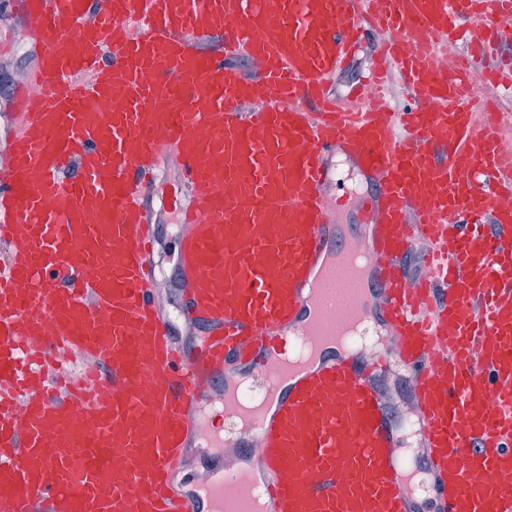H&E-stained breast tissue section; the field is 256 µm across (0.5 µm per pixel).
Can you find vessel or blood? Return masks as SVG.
Segmentation results:
<instances>
[{
	"label": "vessel or blood",
	"mask_w": 512,
	"mask_h": 512,
	"mask_svg": "<svg viewBox=\"0 0 512 512\" xmlns=\"http://www.w3.org/2000/svg\"><path fill=\"white\" fill-rule=\"evenodd\" d=\"M9 7L36 67L0 137V512H512L490 479L512 475V157L471 70L436 61L512 35V0ZM370 41V85L398 74L412 107L328 93ZM164 155L189 350L145 205ZM338 158L369 185L353 224Z\"/></svg>",
	"instance_id": "obj_1"
}]
</instances>
